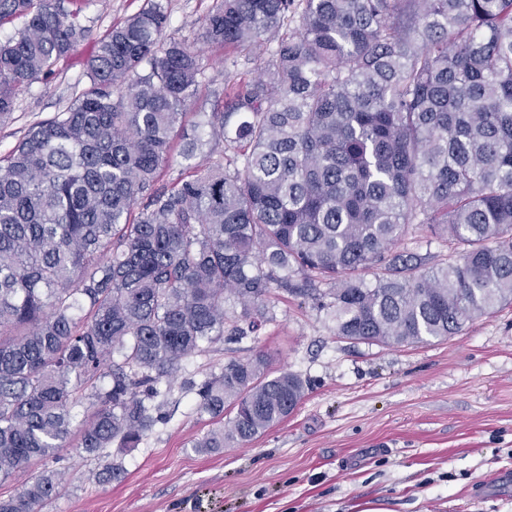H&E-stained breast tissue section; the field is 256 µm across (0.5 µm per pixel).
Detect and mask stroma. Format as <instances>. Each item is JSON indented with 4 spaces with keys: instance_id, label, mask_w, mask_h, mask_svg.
<instances>
[{
    "instance_id": "stroma-1",
    "label": "stroma",
    "mask_w": 512,
    "mask_h": 512,
    "mask_svg": "<svg viewBox=\"0 0 512 512\" xmlns=\"http://www.w3.org/2000/svg\"><path fill=\"white\" fill-rule=\"evenodd\" d=\"M146 2L64 0L79 9L86 38L55 75L20 89L0 119V155L88 87L83 58ZM213 5L168 0L165 30L200 53L204 103L225 80L251 78L259 66L206 41ZM261 350L272 374L306 382L305 398L247 445L195 451L214 423L198 413L189 380ZM160 388L167 419L137 447L115 446L102 458L64 448L58 462H33L0 483V495L56 469L65 488L44 512H512V305L447 339L392 347L350 343L310 301L280 292L257 334L206 346ZM107 462L124 469L123 481L99 484Z\"/></svg>"
}]
</instances>
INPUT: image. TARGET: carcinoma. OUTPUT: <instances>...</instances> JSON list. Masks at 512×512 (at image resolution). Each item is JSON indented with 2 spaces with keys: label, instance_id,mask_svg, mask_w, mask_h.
I'll return each instance as SVG.
<instances>
[{
  "label": "carcinoma",
  "instance_id": "1",
  "mask_svg": "<svg viewBox=\"0 0 512 512\" xmlns=\"http://www.w3.org/2000/svg\"><path fill=\"white\" fill-rule=\"evenodd\" d=\"M168 18L148 0L112 28L84 63L90 87L0 157L1 482L75 434L89 455L136 447L161 419L157 385L224 341L231 297L253 326L283 288L337 336L383 346L512 304V0H216L208 41L275 43L258 77L224 85L221 112L197 107L200 55L164 37ZM16 20L1 117L86 37L61 0H0V27ZM190 110L179 156L200 162L159 187ZM414 224L456 258L393 251ZM267 363L230 358L200 384L217 427L193 447L294 413L303 380ZM123 477L107 464L98 482ZM61 483L43 474L0 512H41Z\"/></svg>",
  "mask_w": 512,
  "mask_h": 512
}]
</instances>
